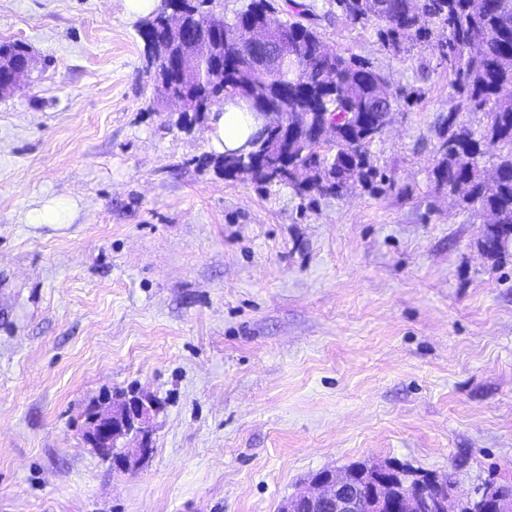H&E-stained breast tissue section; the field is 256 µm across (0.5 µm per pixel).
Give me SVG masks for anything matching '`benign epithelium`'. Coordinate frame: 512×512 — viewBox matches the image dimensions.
<instances>
[{
	"label": "benign epithelium",
	"instance_id": "benign-epithelium-1",
	"mask_svg": "<svg viewBox=\"0 0 512 512\" xmlns=\"http://www.w3.org/2000/svg\"><path fill=\"white\" fill-rule=\"evenodd\" d=\"M191 0H171L161 20L167 38L152 44V61L171 65L189 81L194 78L202 58L198 51L180 43V34ZM238 47L254 52V72L263 75L278 67L288 57V35L256 23L248 26ZM23 69L13 75L0 94L21 86L31 71L34 58L24 52ZM157 103L175 112H192L199 118L207 115L205 107L189 95L178 97L157 83ZM264 124L259 135L270 138L276 145L275 160H254L258 174H288V161L293 150L289 144L288 119L261 112ZM163 409L162 402L149 394L129 398L115 396L88 407L79 433L84 447L112 463L121 471H134L154 450L152 419ZM451 475L414 472L395 461L366 463L359 468L324 469L317 472L304 486L289 496L280 512H512V489L496 482L486 483L473 496L454 495Z\"/></svg>",
	"mask_w": 512,
	"mask_h": 512
}]
</instances>
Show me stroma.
<instances>
[{
    "mask_svg": "<svg viewBox=\"0 0 512 512\" xmlns=\"http://www.w3.org/2000/svg\"><path fill=\"white\" fill-rule=\"evenodd\" d=\"M304 2L328 46L422 91L371 148L395 190L225 180L206 123L154 106L123 0H0L36 60L0 97V512H278L389 460L462 496L512 481V250L483 258L484 215L429 178L448 64ZM52 196L71 222L28 223ZM131 389L166 408L123 472L77 433Z\"/></svg>",
    "mask_w": 512,
    "mask_h": 512,
    "instance_id": "stroma-1",
    "label": "stroma"
}]
</instances>
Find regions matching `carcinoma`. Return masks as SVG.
<instances>
[{
  "label": "carcinoma",
  "instance_id": "carcinoma-1",
  "mask_svg": "<svg viewBox=\"0 0 512 512\" xmlns=\"http://www.w3.org/2000/svg\"><path fill=\"white\" fill-rule=\"evenodd\" d=\"M333 0L336 10L353 23L378 28L385 47L397 55L407 43H421L440 33L441 58L448 62L449 86L456 95L451 115L434 128L435 155L430 178L435 190L474 211H493L498 221L485 225L479 247L494 244L487 257L498 261L512 247V0ZM288 19L279 17L271 0H249L227 22V29L251 20L288 30L295 55L272 76L244 84L236 72L251 64L248 55L224 47V74H212L191 87L212 112L226 100L245 103L253 112H283L292 120L303 113L315 124L336 125V139L324 145L305 143L298 162L314 172L311 191L340 196L353 180L361 185L379 182L393 189L395 179L371 161L370 147L381 139L377 123L363 118L371 111L377 84L387 76L359 55L325 57L319 51L322 34L311 9L289 5ZM481 112L484 125L475 128L463 118ZM246 153L217 156L224 171H239L238 180L265 183L249 173L251 158L273 152L271 141H250ZM501 148L496 156L499 175L488 184L482 160L485 147Z\"/></svg>",
  "mask_w": 512,
  "mask_h": 512
}]
</instances>
